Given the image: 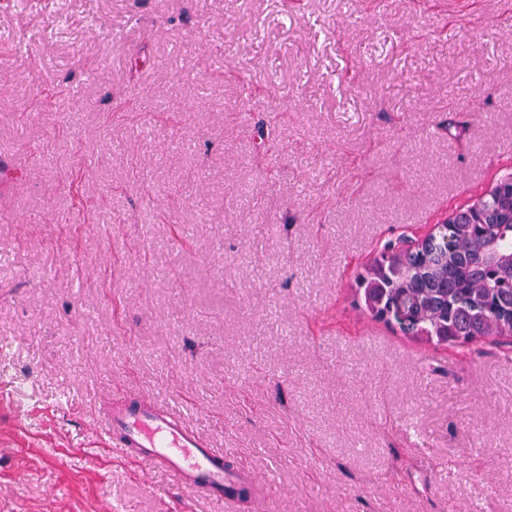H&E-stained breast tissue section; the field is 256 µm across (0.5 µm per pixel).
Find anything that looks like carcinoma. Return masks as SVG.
Wrapping results in <instances>:
<instances>
[{
  "mask_svg": "<svg viewBox=\"0 0 512 512\" xmlns=\"http://www.w3.org/2000/svg\"><path fill=\"white\" fill-rule=\"evenodd\" d=\"M473 206L478 208V232L465 217ZM473 206L461 209L458 221L450 223L457 252L408 260L410 277L387 291L385 305L415 309L430 338L439 337L447 324L465 334L464 344L512 337V270L486 269L482 249L485 239L496 238L502 251L512 252V172Z\"/></svg>",
  "mask_w": 512,
  "mask_h": 512,
  "instance_id": "1",
  "label": "carcinoma"
}]
</instances>
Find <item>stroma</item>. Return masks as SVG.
I'll return each mask as SVG.
<instances>
[{"label":"stroma","instance_id":"35a3bbf8","mask_svg":"<svg viewBox=\"0 0 512 512\" xmlns=\"http://www.w3.org/2000/svg\"><path fill=\"white\" fill-rule=\"evenodd\" d=\"M293 4L0 0V512H221L107 449L123 397L272 512H512V348L358 286L504 174L512 0Z\"/></svg>","mask_w":512,"mask_h":512}]
</instances>
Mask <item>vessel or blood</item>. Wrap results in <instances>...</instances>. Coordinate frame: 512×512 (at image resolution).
<instances>
[{
    "label": "vessel or blood",
    "instance_id": "obj_1",
    "mask_svg": "<svg viewBox=\"0 0 512 512\" xmlns=\"http://www.w3.org/2000/svg\"><path fill=\"white\" fill-rule=\"evenodd\" d=\"M97 428L114 453L143 469L170 473L181 488L203 495L225 512L238 507L240 489L252 490V502L263 507L276 490L270 478L248 464L225 467L223 454L185 422L176 406L142 400L119 404L102 413Z\"/></svg>",
    "mask_w": 512,
    "mask_h": 512
}]
</instances>
